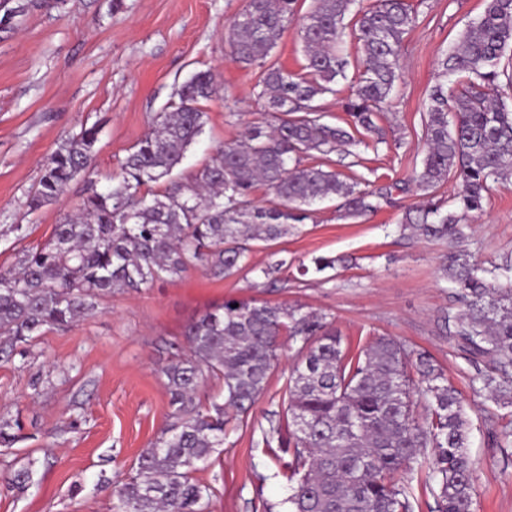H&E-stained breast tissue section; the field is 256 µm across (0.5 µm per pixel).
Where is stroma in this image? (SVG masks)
Returning a JSON list of instances; mask_svg holds the SVG:
<instances>
[{
	"label": "stroma",
	"instance_id": "1",
	"mask_svg": "<svg viewBox=\"0 0 512 512\" xmlns=\"http://www.w3.org/2000/svg\"><path fill=\"white\" fill-rule=\"evenodd\" d=\"M418 22L404 38L401 76L379 124L386 144L360 154V173L376 185L407 179L424 157V101L441 82L438 61L483 0H409ZM246 0H0V269L53 235L75 210L89 181L107 176L147 132L192 74L212 72L216 93L204 105V132L179 173L199 168L224 142L265 122L261 71L235 61L230 18ZM349 60L337 96L322 100L328 123L344 125L340 106L361 68L360 45L347 33ZM101 129L91 179L71 183L56 203L29 212L28 195L59 141L82 127ZM357 220L342 219L339 199L312 207L309 219L272 246L256 245L246 268L216 279L198 269L181 278L101 298L92 315L65 330H49L25 361L0 362V416L20 425L17 442L0 447V512H115L113 489L168 421L164 342L226 300L268 301L325 314L351 352L392 336L430 353L461 391L476 461L473 512H512V446L498 447L488 416L494 406L474 396L480 362L461 346L444 317L459 306L438 273L443 245L401 235L399 222L417 204L415 191ZM23 224L19 240L8 225ZM464 246L478 261L512 254V180L495 184ZM282 252L287 267L276 287L260 269ZM317 256H344L348 265L300 274ZM291 351L274 363L264 393L246 419L227 427L224 446L196 477L213 490L210 512H283L288 482L264 433L271 414L285 415ZM47 389L35 392L37 380ZM28 467L20 490L14 471Z\"/></svg>",
	"mask_w": 512,
	"mask_h": 512
}]
</instances>
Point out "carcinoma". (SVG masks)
Segmentation results:
<instances>
[{"label":"carcinoma","instance_id":"cac0c4a2","mask_svg":"<svg viewBox=\"0 0 512 512\" xmlns=\"http://www.w3.org/2000/svg\"><path fill=\"white\" fill-rule=\"evenodd\" d=\"M295 3L247 0L232 19V56L263 70L258 97L270 123L249 127L195 173L153 191L206 124L202 102L214 93V77L193 74L178 101L152 117L110 185L88 188L47 243L0 270L1 359L24 356L45 330L72 327L114 291L148 288L194 267L231 277L255 245L285 237L326 199H341L350 219L391 203L395 183L370 190L361 174L302 160L386 143L376 119L400 77L403 40L417 13L408 0H378L367 9L361 0H314L300 22L306 73L296 75L268 62ZM351 12L363 66L343 104L351 117L346 129L324 122L318 101L346 77L348 60L337 46ZM439 66L447 82L428 91L426 150L413 177L423 201L405 211L400 232L447 243L441 279L460 304L455 336L473 358L492 365L472 390L512 410V256L484 266L459 247L492 184L512 178V108L500 84L504 75L512 88V0H484L483 13ZM99 132L83 127L61 140L29 194V210L58 201L90 175ZM450 176L457 191L445 210L436 194ZM259 183L274 201L254 203ZM283 336L295 349L288 434L272 424L266 443L277 439L288 455V512H414L411 483L424 470L432 512H472L469 421L459 392L429 354L379 336L353 355L324 315L235 299L192 321L184 342L168 345L160 372L169 421L116 485L117 512H209L210 488L194 473L224 447L227 411L245 416L263 393ZM211 379L220 389L208 394Z\"/></svg>","mask_w":512,"mask_h":512}]
</instances>
